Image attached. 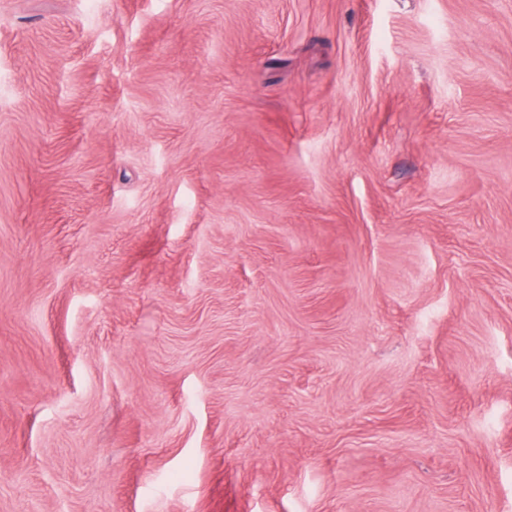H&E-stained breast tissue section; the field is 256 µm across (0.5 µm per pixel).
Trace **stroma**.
<instances>
[{"instance_id": "obj_1", "label": "stroma", "mask_w": 512, "mask_h": 512, "mask_svg": "<svg viewBox=\"0 0 512 512\" xmlns=\"http://www.w3.org/2000/svg\"><path fill=\"white\" fill-rule=\"evenodd\" d=\"M0 512H512V0H0Z\"/></svg>"}]
</instances>
